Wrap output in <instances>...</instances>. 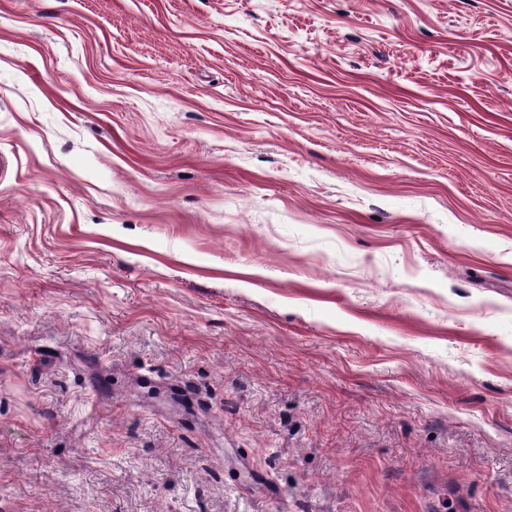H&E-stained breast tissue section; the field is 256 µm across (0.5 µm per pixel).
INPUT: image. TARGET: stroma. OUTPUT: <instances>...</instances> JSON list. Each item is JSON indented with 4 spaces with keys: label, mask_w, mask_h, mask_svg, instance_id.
Masks as SVG:
<instances>
[{
    "label": "stroma",
    "mask_w": 512,
    "mask_h": 512,
    "mask_svg": "<svg viewBox=\"0 0 512 512\" xmlns=\"http://www.w3.org/2000/svg\"><path fill=\"white\" fill-rule=\"evenodd\" d=\"M0 512H512V0H0Z\"/></svg>",
    "instance_id": "1"
}]
</instances>
